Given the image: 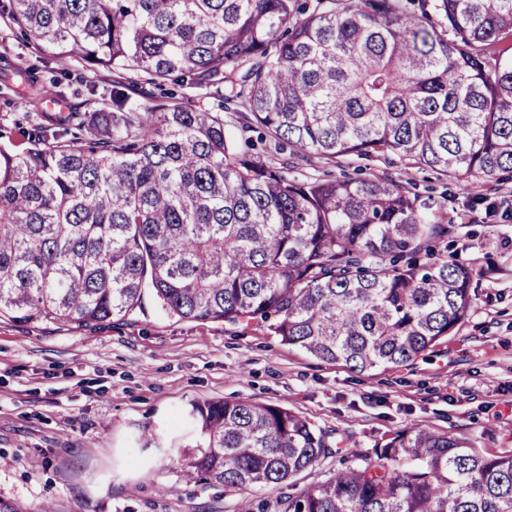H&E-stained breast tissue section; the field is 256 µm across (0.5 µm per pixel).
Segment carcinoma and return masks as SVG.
Here are the masks:
<instances>
[{"label":"carcinoma","instance_id":"cac0c4a2","mask_svg":"<svg viewBox=\"0 0 512 512\" xmlns=\"http://www.w3.org/2000/svg\"><path fill=\"white\" fill-rule=\"evenodd\" d=\"M12 0L33 46L112 72L110 107L0 144V318L97 329L150 291L170 315L261 321L285 345L365 374L450 336L472 270L389 178L297 180L241 149L224 114L133 95L173 76L216 89L274 149L325 165L394 156L451 179L512 170V0ZM93 134H82L85 123ZM206 442L172 452L278 512H512V452L414 426L324 480L342 452L293 410L206 400Z\"/></svg>","mask_w":512,"mask_h":512}]
</instances>
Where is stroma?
Masks as SVG:
<instances>
[{"label": "stroma", "instance_id": "1", "mask_svg": "<svg viewBox=\"0 0 512 512\" xmlns=\"http://www.w3.org/2000/svg\"><path fill=\"white\" fill-rule=\"evenodd\" d=\"M0 0V134L104 109L112 75L36 50ZM333 176L382 174L451 225L443 250L473 271L472 305L452 336L408 365L357 374L287 347L255 324L188 321L153 301L95 330L0 319V499L25 512H237L241 499L275 501L200 481L145 435L192 445L193 404L253 399L305 416L340 457L301 475L327 478L341 458L412 425L512 451V174L456 183L431 170L353 158Z\"/></svg>", "mask_w": 512, "mask_h": 512}]
</instances>
